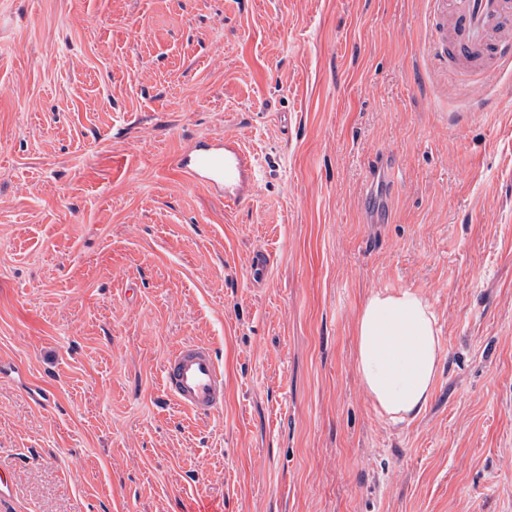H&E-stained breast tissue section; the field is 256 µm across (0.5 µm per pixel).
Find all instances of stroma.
<instances>
[{
    "label": "stroma",
    "instance_id": "1",
    "mask_svg": "<svg viewBox=\"0 0 512 512\" xmlns=\"http://www.w3.org/2000/svg\"><path fill=\"white\" fill-rule=\"evenodd\" d=\"M427 10L0 0V512H512V78L434 68ZM201 136L260 155L252 199L179 178ZM385 288L442 331L400 425L355 368ZM188 340L211 418L161 389ZM161 387L175 404L197 416H211L224 407V372L205 344L179 343L163 363Z\"/></svg>",
    "mask_w": 512,
    "mask_h": 512
}]
</instances>
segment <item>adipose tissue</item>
<instances>
[{
	"mask_svg": "<svg viewBox=\"0 0 512 512\" xmlns=\"http://www.w3.org/2000/svg\"><path fill=\"white\" fill-rule=\"evenodd\" d=\"M440 332L432 305L416 290H379L363 302L354 323L356 371L387 422H411L428 406L442 361Z\"/></svg>",
	"mask_w": 512,
	"mask_h": 512,
	"instance_id": "ef3b65f1",
	"label": "adipose tissue"
}]
</instances>
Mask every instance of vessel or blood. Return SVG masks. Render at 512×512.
<instances>
[{
	"label": "vessel or blood",
	"instance_id": "b4317fda",
	"mask_svg": "<svg viewBox=\"0 0 512 512\" xmlns=\"http://www.w3.org/2000/svg\"><path fill=\"white\" fill-rule=\"evenodd\" d=\"M428 55L475 90L512 67V0H431ZM171 164L186 183L204 186L237 205L262 181L257 157L231 138L200 137ZM161 387L179 407L211 416L224 407V372L212 349L178 344L161 369Z\"/></svg>",
	"mask_w": 512,
	"mask_h": 512
}]
</instances>
